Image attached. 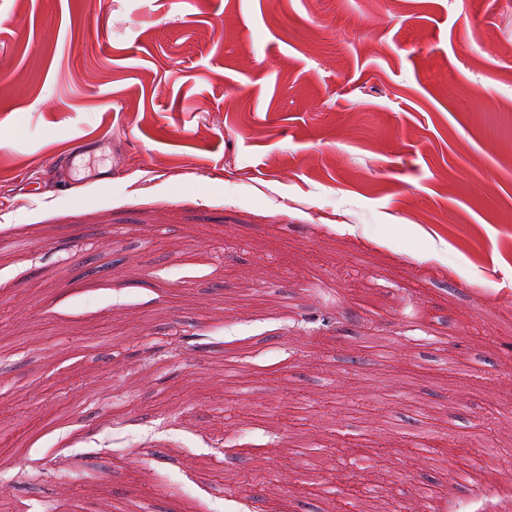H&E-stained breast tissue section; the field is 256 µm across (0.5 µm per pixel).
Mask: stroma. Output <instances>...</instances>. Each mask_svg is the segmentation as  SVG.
<instances>
[{
    "mask_svg": "<svg viewBox=\"0 0 512 512\" xmlns=\"http://www.w3.org/2000/svg\"><path fill=\"white\" fill-rule=\"evenodd\" d=\"M509 224L507 0H0V512H512Z\"/></svg>",
    "mask_w": 512,
    "mask_h": 512,
    "instance_id": "obj_1",
    "label": "stroma"
}]
</instances>
